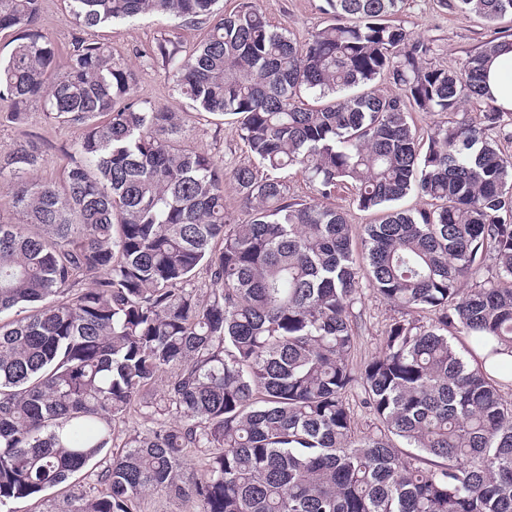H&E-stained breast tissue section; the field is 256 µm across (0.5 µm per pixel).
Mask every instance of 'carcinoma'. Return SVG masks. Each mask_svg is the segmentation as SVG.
<instances>
[{
    "label": "carcinoma",
    "mask_w": 512,
    "mask_h": 512,
    "mask_svg": "<svg viewBox=\"0 0 512 512\" xmlns=\"http://www.w3.org/2000/svg\"><path fill=\"white\" fill-rule=\"evenodd\" d=\"M63 2L77 32L59 72L41 0H0V33L15 35L0 119L38 102L78 130V159L54 180L34 176L31 146L0 156V512L85 470L157 384L176 422L129 435L103 489L64 512H132L154 490L198 512H512V362L498 360L512 349V156L496 141L512 113L487 92L512 39L454 70L398 22L408 0H325L332 21L303 41L253 0L228 14L221 0ZM441 4L512 16V0ZM140 16L203 31L191 48L162 37L142 65L173 75L198 114L232 117L249 164L186 148L177 113L136 97L134 70L83 35ZM464 102L483 125L415 126V112ZM290 169L312 197L293 195ZM341 188L383 217L353 233L332 203ZM410 195L428 207H397ZM357 243L376 294L433 318L393 320L356 370ZM200 266L205 299L190 287ZM455 336L493 373L470 369ZM354 388L373 432L358 431Z\"/></svg>",
    "instance_id": "obj_1"
}]
</instances>
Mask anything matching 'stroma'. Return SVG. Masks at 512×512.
Listing matches in <instances>:
<instances>
[{"label":"stroma","mask_w":512,"mask_h":512,"mask_svg":"<svg viewBox=\"0 0 512 512\" xmlns=\"http://www.w3.org/2000/svg\"><path fill=\"white\" fill-rule=\"evenodd\" d=\"M258 5L272 25L288 29L299 38L307 36L308 32L324 25L329 19L323 10L324 0H258ZM399 21L407 30L432 39L436 45V64L449 69L459 67L495 33L512 35L511 16L491 26L476 15L441 8L437 0H409ZM38 25L56 44V68L64 70L75 23L65 12L61 0H42ZM173 31L188 46L195 43L198 37L194 28L174 30L168 21L152 17L97 27L92 29L91 35L111 45L115 55L135 67L134 91L140 99L167 107L183 116V137L190 147L208 153L219 165L228 169L248 163L249 154L238 138L232 119L220 121L213 116L191 112L175 91L171 77L162 68L141 66L140 53L149 50L161 35ZM76 135V130L58 126L48 119L41 106L36 104L30 108L25 124L0 122V154H9L22 144L32 145L45 158L40 177L53 179L68 163ZM353 314L357 335L350 362L357 369L378 353L389 324L393 319L402 317L403 311L366 287L353 307ZM95 472V467H87L66 484L44 492L39 500L22 503L23 512H63L69 495L92 492L96 485Z\"/></svg>","instance_id":"stroma-1"}]
</instances>
